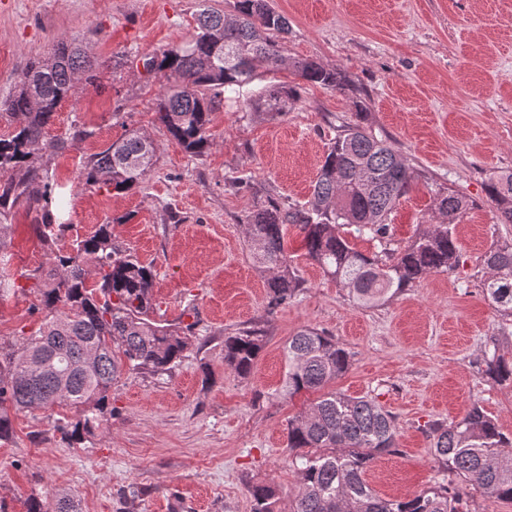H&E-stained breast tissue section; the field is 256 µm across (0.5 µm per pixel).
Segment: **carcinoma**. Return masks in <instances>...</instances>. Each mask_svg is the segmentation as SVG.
<instances>
[{
    "mask_svg": "<svg viewBox=\"0 0 512 512\" xmlns=\"http://www.w3.org/2000/svg\"><path fill=\"white\" fill-rule=\"evenodd\" d=\"M288 30V18L269 0H237L233 18L218 10L200 11L189 39L146 59L167 80L153 102L159 123L186 152L200 156L213 144L211 112L259 67L275 73L287 66L308 83L345 90L347 77L335 69L309 59H285L278 37ZM98 66L82 42L63 39L52 54L32 61L0 101V110L13 119L11 132L0 137V223L13 217L20 202L35 207L41 218L36 231L48 251L47 266L21 274L25 284L0 280V293H37L34 310L44 313L38 330L18 347H0V441L13 436L10 411L57 406L78 411L72 421L58 419L55 429L82 444L112 417L109 392L123 366L165 372L188 348L184 329L150 318L154 271L115 244L112 225H99L65 253L57 248L71 228L63 222L67 206L54 196L36 160L47 148L65 149V142L47 140L46 130L61 102L76 99L80 86L95 79ZM298 99V87L284 84L265 90L250 108L276 117ZM353 106L357 122L330 142L305 204L287 210L267 193L245 217L253 260L269 274L271 312L295 298L302 286L285 246L287 224L298 227L305 255L349 288L361 306H375L429 274L452 272L459 262L453 224L469 201L452 189L434 199L446 222L418 234L403 249L384 248L383 256L370 257L351 245V236L388 239L389 217L413 181L412 169L362 126L363 102L356 99ZM155 154L149 136L129 130L91 156L79 178L123 194L146 179ZM486 192L501 222L511 224L512 173L490 178ZM483 265L490 271L482 283L484 296L512 316V244L493 245ZM262 345L257 330L226 337L225 366L248 376ZM285 359L290 396L324 388L351 365L350 352L314 328L288 340ZM485 364L492 378L512 380V361L499 354L495 341L485 347ZM429 434L434 462L456 473L461 485L438 482L407 498L383 499L364 474L375 456L400 453L394 417L372 397L324 394L288 421V448L295 452L302 485L293 512H469L471 489L512 501V439L481 407H472L455 423L430 424ZM247 492L252 512H278L273 483H252ZM27 512H78V504L69 494L51 499L33 494Z\"/></svg>",
    "mask_w": 512,
    "mask_h": 512,
    "instance_id": "carcinoma-1",
    "label": "carcinoma"
}]
</instances>
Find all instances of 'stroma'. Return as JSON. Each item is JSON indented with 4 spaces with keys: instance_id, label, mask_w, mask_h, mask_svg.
<instances>
[{
    "instance_id": "35a3bbf8",
    "label": "stroma",
    "mask_w": 512,
    "mask_h": 512,
    "mask_svg": "<svg viewBox=\"0 0 512 512\" xmlns=\"http://www.w3.org/2000/svg\"><path fill=\"white\" fill-rule=\"evenodd\" d=\"M270 3L288 19L284 55L342 71L350 89L257 70L212 112L213 144L193 156L156 121L152 103L165 79L145 75L141 58L190 38L201 6L230 17L237 0H0V98L61 38L84 39L101 63L48 129L67 149L38 159L70 201L67 221L81 235L111 224L117 244L154 271V319L193 325L170 372L123 371L109 393L112 418L88 442L61 440L58 409L13 414L14 435L0 442L5 512H27L34 492L70 494L80 512H251L254 482L276 485L279 512H290L301 484L288 422L320 397L284 390V347L305 327L335 336L352 355L333 390L375 397L396 420L400 454L377 456L365 475L381 497L454 482L433 460L431 422L459 420L477 405L512 438V382L492 379L484 362L493 338L512 359V316L485 298L481 263L492 244L512 243V224L501 223L485 192L491 176L512 172V0ZM279 83L298 86L294 107L275 119L253 114L251 95ZM356 98L366 104L365 125L416 173L391 216L393 244L439 223L433 198L452 188L472 202L455 226L460 263L361 307L305 257L292 226L288 248L303 288L268 311L242 224L254 198L227 181L246 173L282 203L304 204L329 143L355 120ZM78 128L87 135L76 141ZM127 129L155 143L146 180L121 195L80 182L85 158ZM39 222L35 209L15 207L0 236L8 256L0 277L45 264ZM36 302L29 292L0 297V346L35 333L43 319ZM253 329L263 347L243 378L224 364V339Z\"/></svg>"
}]
</instances>
